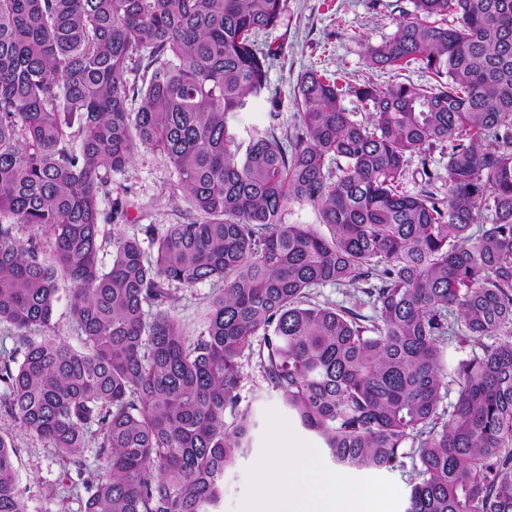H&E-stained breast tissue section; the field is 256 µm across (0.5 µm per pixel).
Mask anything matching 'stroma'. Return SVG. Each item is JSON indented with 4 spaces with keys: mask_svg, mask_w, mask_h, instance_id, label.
Returning <instances> with one entry per match:
<instances>
[{
    "mask_svg": "<svg viewBox=\"0 0 512 512\" xmlns=\"http://www.w3.org/2000/svg\"><path fill=\"white\" fill-rule=\"evenodd\" d=\"M411 9L410 0H288L284 24L260 36L261 42L281 49L269 71V80L282 108L275 116L269 103L256 105L241 114L239 131L271 128L280 136L290 131L295 123L291 105L294 89L300 75L311 68L341 76L352 84L369 72L381 87L395 82L425 83L427 75L416 64L403 71H372L366 65L367 46L392 37L405 12ZM446 162L438 147L426 151L424 157H412L403 171L405 190L420 191L423 181L419 171L426 166L438 175L434 191L446 192ZM111 188L112 196L103 199L102 211H109L112 198L120 197L130 205L129 218L104 224L106 242L100 254L103 264L111 262L113 239L137 234L145 224L160 229L180 224L189 215L174 167L151 150H141L124 172L113 174ZM219 289L216 282L172 286L173 311L187 336L196 337L206 331L210 301ZM71 301L69 291H61L51 329L32 330L30 339L39 342L55 338L79 345L80 335L70 314ZM239 394L243 405L256 412L258 427L247 454L224 475V497L218 512H251L258 463L275 448L292 446L312 450L324 470L339 476L348 487L384 490L382 512H403L413 477L411 468L360 472L337 467L320 440L294 422L278 392L263 380L258 357L243 360ZM0 435L14 443L19 488L27 512H81L84 490L75 484L76 466L72 459L60 456L47 441L27 432L17 417L1 407Z\"/></svg>",
    "mask_w": 512,
    "mask_h": 512,
    "instance_id": "obj_1",
    "label": "stroma"
}]
</instances>
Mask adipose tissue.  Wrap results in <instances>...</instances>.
I'll list each match as a JSON object with an SVG mask.
<instances>
[{"instance_id": "1", "label": "adipose tissue", "mask_w": 512, "mask_h": 512, "mask_svg": "<svg viewBox=\"0 0 512 512\" xmlns=\"http://www.w3.org/2000/svg\"><path fill=\"white\" fill-rule=\"evenodd\" d=\"M259 470L255 512H377L379 491L347 487L323 471L308 450L274 452ZM299 470L305 474L300 481L295 478Z\"/></svg>"}]
</instances>
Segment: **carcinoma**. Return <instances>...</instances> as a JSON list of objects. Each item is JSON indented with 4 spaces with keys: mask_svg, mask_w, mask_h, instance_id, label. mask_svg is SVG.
<instances>
[{
    "mask_svg": "<svg viewBox=\"0 0 512 512\" xmlns=\"http://www.w3.org/2000/svg\"><path fill=\"white\" fill-rule=\"evenodd\" d=\"M412 4L366 58L428 84L311 69L293 134L241 140L254 102L278 116L258 36L288 0H0V323L24 346L0 403L76 458L82 512H217L256 427L237 389L257 336L264 378L337 466L410 460L405 512H512V0ZM436 144L443 197L422 158ZM142 149L173 165L193 219L142 227L150 253L117 238L105 267L100 203ZM293 203L323 228L287 223ZM205 281L224 287L192 341L166 304ZM359 281L349 307L311 301ZM64 286L81 347L27 339ZM451 343L470 352L447 368ZM14 455L0 435V512H26ZM374 82L379 87H385L395 82H411L415 85L424 84L429 78L428 74L420 68L418 64H414L411 68L403 71H390V70H374Z\"/></svg>",
    "mask_w": 512,
    "mask_h": 512,
    "instance_id": "obj_1",
    "label": "carcinoma"
}]
</instances>
